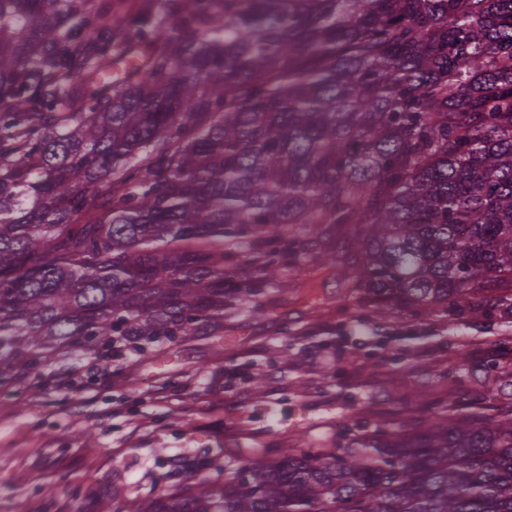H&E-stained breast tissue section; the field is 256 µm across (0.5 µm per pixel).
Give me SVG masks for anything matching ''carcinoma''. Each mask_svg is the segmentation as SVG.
I'll return each mask as SVG.
<instances>
[{
	"instance_id": "carcinoma-1",
	"label": "carcinoma",
	"mask_w": 512,
	"mask_h": 512,
	"mask_svg": "<svg viewBox=\"0 0 512 512\" xmlns=\"http://www.w3.org/2000/svg\"><path fill=\"white\" fill-rule=\"evenodd\" d=\"M296 226L347 230L377 305L509 301L512 0H0V385L224 335L264 295L226 247L272 277ZM462 406L127 512H512V403ZM224 262L226 270L242 280H256L261 276L262 258L247 245L226 249Z\"/></svg>"
}]
</instances>
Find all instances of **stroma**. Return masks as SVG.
<instances>
[{"mask_svg": "<svg viewBox=\"0 0 512 512\" xmlns=\"http://www.w3.org/2000/svg\"><path fill=\"white\" fill-rule=\"evenodd\" d=\"M336 263L281 261L264 312H224V333L128 353L112 377L81 370L66 398L51 367L0 387V512H126L135 498L191 483L251 448L333 446L345 427L406 419L448 392L488 408L512 402V314L450 317L380 307ZM239 369L232 389L215 373Z\"/></svg>", "mask_w": 512, "mask_h": 512, "instance_id": "35a3bbf8", "label": "stroma"}]
</instances>
